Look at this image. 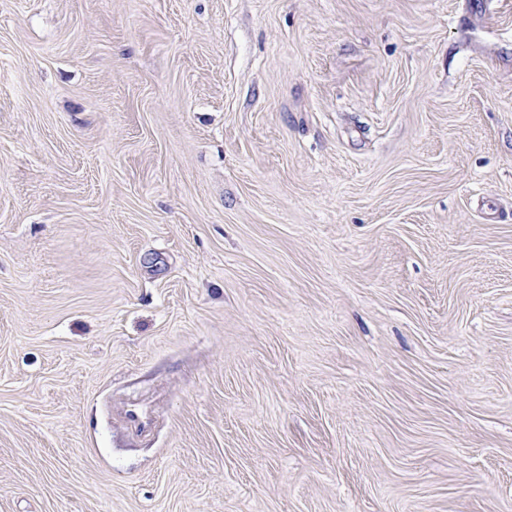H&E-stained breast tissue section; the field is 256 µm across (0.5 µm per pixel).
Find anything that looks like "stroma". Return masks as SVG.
<instances>
[{
	"instance_id": "stroma-1",
	"label": "stroma",
	"mask_w": 512,
	"mask_h": 512,
	"mask_svg": "<svg viewBox=\"0 0 512 512\" xmlns=\"http://www.w3.org/2000/svg\"><path fill=\"white\" fill-rule=\"evenodd\" d=\"M0 512H512V0H0Z\"/></svg>"
}]
</instances>
